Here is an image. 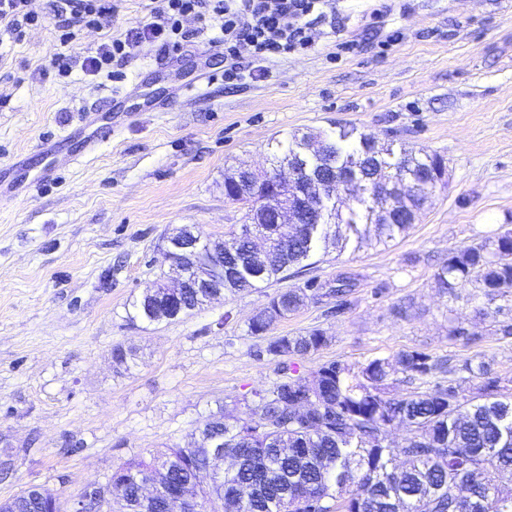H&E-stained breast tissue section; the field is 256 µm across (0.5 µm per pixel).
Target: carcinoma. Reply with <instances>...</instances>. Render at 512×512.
I'll return each mask as SVG.
<instances>
[{
  "instance_id": "1",
  "label": "carcinoma",
  "mask_w": 512,
  "mask_h": 512,
  "mask_svg": "<svg viewBox=\"0 0 512 512\" xmlns=\"http://www.w3.org/2000/svg\"><path fill=\"white\" fill-rule=\"evenodd\" d=\"M354 133L343 129L326 137L322 150L309 155L316 175L343 179L355 172L363 180L347 215H336L335 204L327 203L318 220L296 225L258 262L233 235L224 242V291L286 278L320 242L345 240L360 233L359 225L373 224L374 213L392 199L391 223L376 225L379 237L392 240L410 228L431 198L436 176L447 170L445 158L424 148L396 154ZM268 193L266 186L224 182V197L247 206V218L262 213L259 232L274 226L273 209L263 203ZM436 279L450 295L474 281L488 293L512 285V229L449 254ZM352 287L348 277L337 280L331 290L339 298L336 312L344 310ZM321 296L313 281L276 292L252 317L251 334L266 335L306 300ZM327 342L319 328L268 339L264 352L277 362L279 375L272 388L243 399L236 414L221 408L207 416L203 434L224 441L238 462L224 485L201 490L203 496L220 500L222 512H512V393L500 377L467 360L458 373L429 387L427 379L446 372L445 362L418 351L374 358L355 369L333 360L298 375L288 359L313 355ZM392 363L422 386L385 396ZM469 376L482 379L477 401L462 395ZM301 406L308 411H298ZM396 424L406 425L409 435L392 447L388 436ZM169 455L194 465L206 460L199 442L124 462L112 477L124 485L125 501H134L133 480L149 477ZM184 478V469H168L158 503L144 512H181Z\"/></svg>"
}]
</instances>
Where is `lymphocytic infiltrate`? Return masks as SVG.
<instances>
[{"instance_id": "obj_1", "label": "lymphocytic infiltrate", "mask_w": 512, "mask_h": 512, "mask_svg": "<svg viewBox=\"0 0 512 512\" xmlns=\"http://www.w3.org/2000/svg\"><path fill=\"white\" fill-rule=\"evenodd\" d=\"M328 0H157L152 20L143 29L128 31L100 46L96 55L78 58L60 52L51 60L55 75L65 78L74 69L95 75L112 61L125 59L143 41L161 52L177 54L188 47L191 32L185 18H211L220 24L224 44V81L238 84L244 75L262 76L264 61L311 49L316 21ZM112 0H56L54 13L61 44H69L80 31L95 28L112 16Z\"/></svg>"}]
</instances>
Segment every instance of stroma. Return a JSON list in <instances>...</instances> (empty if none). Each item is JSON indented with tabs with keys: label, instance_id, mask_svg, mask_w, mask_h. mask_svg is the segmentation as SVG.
I'll use <instances>...</instances> for the list:
<instances>
[{
	"label": "stroma",
	"instance_id": "stroma-1",
	"mask_svg": "<svg viewBox=\"0 0 512 512\" xmlns=\"http://www.w3.org/2000/svg\"><path fill=\"white\" fill-rule=\"evenodd\" d=\"M149 2L118 0L114 16L64 48L52 0H32L42 23L0 39V179L26 171L24 196L0 198V442L10 459L0 501L29 486L67 499L126 460L193 446L202 419L273 386L276 363L249 320L309 280L325 297L273 330L326 332L302 373L417 350L511 379L512 336L499 327L512 323V292L490 298L473 283L453 297L435 274L449 252L512 228V0H330L313 49L234 87L212 48L218 31L194 19L186 26L198 36L179 58L145 43L111 76L48 74L60 49L91 55L149 22ZM131 85L137 94L112 115L118 134L85 153L83 109ZM351 127L446 159L444 184L405 233L320 244L287 279L174 321L134 317L131 301L171 272L174 229L193 224L214 240L244 224L245 206L224 197L227 168L265 172L292 135ZM61 137L56 174L40 180L38 146ZM345 276L354 287L340 312L328 291ZM117 344L131 350L129 366L113 363Z\"/></svg>",
	"mask_w": 512,
	"mask_h": 512
}]
</instances>
